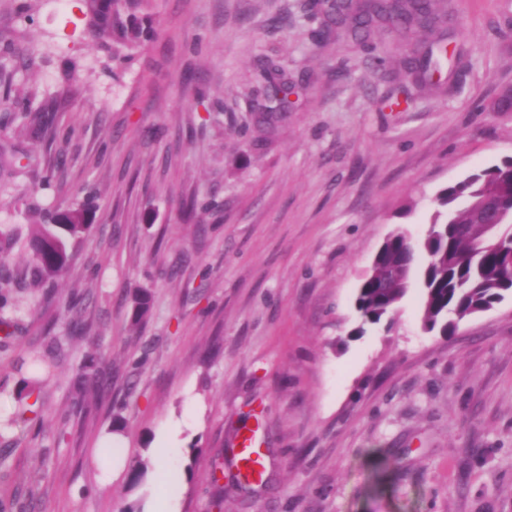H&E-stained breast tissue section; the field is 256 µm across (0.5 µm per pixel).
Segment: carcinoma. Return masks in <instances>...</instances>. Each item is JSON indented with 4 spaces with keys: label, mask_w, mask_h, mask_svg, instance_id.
I'll return each instance as SVG.
<instances>
[{
    "label": "carcinoma",
    "mask_w": 512,
    "mask_h": 512,
    "mask_svg": "<svg viewBox=\"0 0 512 512\" xmlns=\"http://www.w3.org/2000/svg\"><path fill=\"white\" fill-rule=\"evenodd\" d=\"M141 0H86L98 36L112 41L116 48L128 51L143 47L152 37V28L138 22L135 12ZM311 10L325 18L318 31L319 39L332 34V28H341L354 37L367 40L374 29L384 27L394 31L419 29L433 32L445 22L442 0H313ZM446 56V47L439 40L426 43L416 59L415 80L422 83L426 72L440 67ZM267 85L263 87L259 122L268 124L276 113L288 104L291 85L283 69L265 72ZM58 125L53 107L30 115L29 131L36 134ZM436 210L431 229L421 242L411 241L409 235L397 230L383 242L382 254L372 264L369 274L357 288L356 304L365 322L376 323L393 312L406 295L412 277H417L421 289V312L424 325L430 329L443 324L450 334L457 322L476 313L488 311L512 296V278L502 274L505 258L512 254V158L480 169L443 189L436 197ZM93 196L78 201L63 210L42 216L35 225L29 246L31 257L28 270L22 277L29 284L42 289L43 298L54 300L47 283L67 273L73 260V248L88 232L96 209ZM500 224V242L496 247H477L470 234L473 224ZM13 273L0 257V312L11 305ZM60 306L73 315L83 309V293L73 290ZM150 313L145 294L135 295L132 327L146 321ZM52 326L43 329L46 349L17 361L29 366L39 376L55 366L58 349L50 337ZM0 345L6 347L21 332L19 324L0 317ZM110 357L100 352L88 357L79 368L71 392V408L61 415L68 423L71 414L89 408L97 402L109 383ZM35 397L27 411L31 416L25 422L41 425L40 391L32 387L25 397ZM150 463L140 458L129 461V482L136 484L144 478ZM34 495L33 487L25 492L15 491L12 499L0 502V512H28V503Z\"/></svg>",
    "instance_id": "obj_1"
}]
</instances>
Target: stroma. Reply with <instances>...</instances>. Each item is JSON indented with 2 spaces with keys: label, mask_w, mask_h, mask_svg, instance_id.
Listing matches in <instances>:
<instances>
[{
  "label": "stroma",
  "mask_w": 512,
  "mask_h": 512,
  "mask_svg": "<svg viewBox=\"0 0 512 512\" xmlns=\"http://www.w3.org/2000/svg\"><path fill=\"white\" fill-rule=\"evenodd\" d=\"M308 0H143L156 37L123 60L85 10L0 0V146L22 113L55 102L68 141L25 139L33 159L0 175V251L21 272L39 213L98 196L58 292L86 293L95 340L16 288L22 332L0 352V494L42 480L33 512H512V299L427 331L411 286L362 324L357 287L391 232L424 238L433 198L512 157V0H445L448 55L416 87L415 37L317 42ZM294 90L255 122L261 65ZM408 88L407 104L390 98ZM205 209L183 223V199ZM149 317L130 329L133 298ZM51 324L63 344L44 383L42 432L19 414L31 381L18 349ZM112 353L111 394L68 424L73 367ZM258 428L267 485L237 489L231 449ZM121 437L126 469L101 484L94 452ZM223 464L224 504L211 471Z\"/></svg>",
  "instance_id": "stroma-1"
}]
</instances>
